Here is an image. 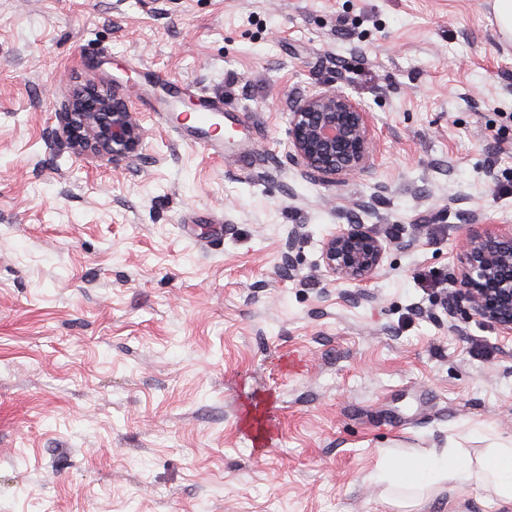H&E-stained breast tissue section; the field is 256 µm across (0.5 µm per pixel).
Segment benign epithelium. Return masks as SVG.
I'll return each instance as SVG.
<instances>
[{
    "label": "benign epithelium",
    "mask_w": 512,
    "mask_h": 512,
    "mask_svg": "<svg viewBox=\"0 0 512 512\" xmlns=\"http://www.w3.org/2000/svg\"><path fill=\"white\" fill-rule=\"evenodd\" d=\"M131 87L88 81L70 91L56 113L48 141L81 159L117 167L139 154L147 130L125 95ZM288 159L305 176L334 182L369 168L372 127L367 111L338 87L290 101ZM390 243L366 224H340L321 247V263L334 282L359 283L379 271ZM456 288L450 313L479 318L512 335V226L471 231L457 249Z\"/></svg>",
    "instance_id": "obj_1"
}]
</instances>
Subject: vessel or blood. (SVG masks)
<instances>
[{
    "label": "vessel or blood",
    "instance_id": "obj_1",
    "mask_svg": "<svg viewBox=\"0 0 512 512\" xmlns=\"http://www.w3.org/2000/svg\"><path fill=\"white\" fill-rule=\"evenodd\" d=\"M182 89L170 87L161 105L163 118L168 120L176 133L185 141L199 145L204 150L219 154L224 150L221 127L224 110L219 105L205 101L193 113L178 110Z\"/></svg>",
    "mask_w": 512,
    "mask_h": 512
}]
</instances>
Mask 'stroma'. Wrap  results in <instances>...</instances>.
I'll list each match as a JSON object with an SVG mask.
<instances>
[{
  "label": "stroma",
  "instance_id": "35a3bbf8",
  "mask_svg": "<svg viewBox=\"0 0 512 512\" xmlns=\"http://www.w3.org/2000/svg\"><path fill=\"white\" fill-rule=\"evenodd\" d=\"M156 74L223 104V159L158 121ZM113 77L140 155L50 147L69 89ZM327 84L374 132L333 183L288 162L289 98ZM473 217L512 225L493 0H0V512H502L371 479L512 442V336L448 321ZM358 223L412 245L332 283L321 242Z\"/></svg>",
  "mask_w": 512,
  "mask_h": 512
}]
</instances>
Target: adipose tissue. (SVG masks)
<instances>
[{"mask_svg": "<svg viewBox=\"0 0 512 512\" xmlns=\"http://www.w3.org/2000/svg\"><path fill=\"white\" fill-rule=\"evenodd\" d=\"M375 478L394 481L409 491L441 483L452 484L456 489H479L493 493L503 505L512 506V448H501L476 462L447 450H434L417 459L391 457Z\"/></svg>", "mask_w": 512, "mask_h": 512, "instance_id": "1", "label": "adipose tissue"}]
</instances>
